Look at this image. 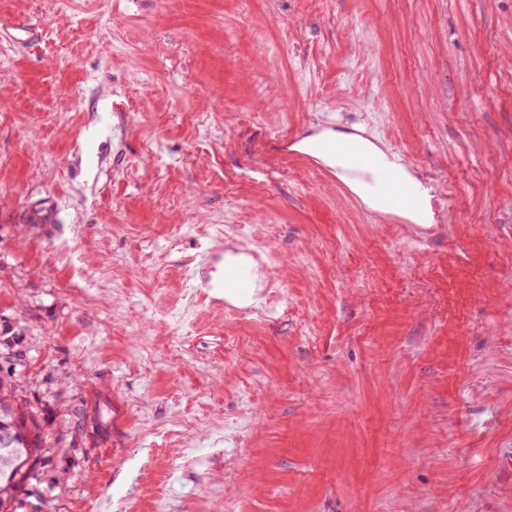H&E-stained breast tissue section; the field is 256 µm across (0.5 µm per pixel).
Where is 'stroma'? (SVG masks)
Segmentation results:
<instances>
[{
  "label": "stroma",
  "mask_w": 512,
  "mask_h": 512,
  "mask_svg": "<svg viewBox=\"0 0 512 512\" xmlns=\"http://www.w3.org/2000/svg\"><path fill=\"white\" fill-rule=\"evenodd\" d=\"M0 323L50 512H512V0H0ZM324 137H335L336 141L346 139L353 141L373 161L371 178L369 180L349 179L352 163L345 156L337 154L336 148L340 151L353 154L354 162L359 166L367 167L370 161L356 154L353 146L348 142H342L337 146L336 141H324L320 144L319 148L321 151L336 153V156L316 151L315 143ZM305 148L318 153L326 164L336 170L337 175L342 180L350 184L352 191L359 197L363 204L368 209L375 212L388 213L390 209L399 211L410 206L412 201L411 189L397 182L391 175H386L384 180V188L387 193L390 209H387L383 203L382 176L389 171L396 172L401 180L411 183L414 186L418 195L414 209L405 216L413 224L424 225L433 223L434 213L428 189L416 180L405 167L391 161L387 154L370 140L357 135L330 132L306 139ZM215 271L211 280L207 281L202 288H219L224 293H232L237 297H248L252 292V281L249 274L239 267H231L224 273V258L222 261L213 258ZM9 392L18 393L24 397L26 407L21 408V414L28 421L31 430V441L29 448H32L34 456L37 457V462L43 461L42 468H45L50 464L51 458L47 454V451L44 449L48 448V446L47 441L41 432L42 427L40 425L37 414L32 409V407H30V404L26 399L23 390L16 385L14 376H0V393L8 394Z\"/></svg>",
  "instance_id": "1"
}]
</instances>
